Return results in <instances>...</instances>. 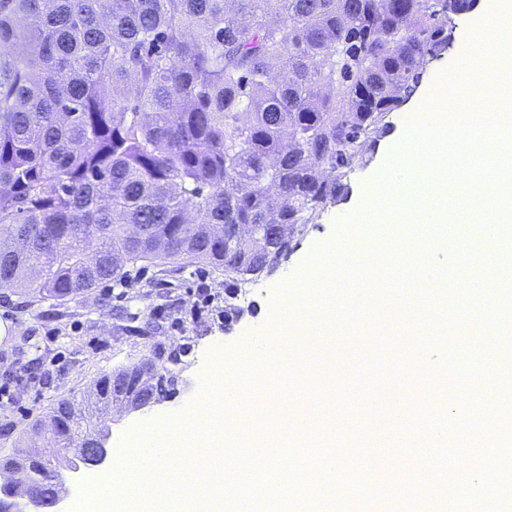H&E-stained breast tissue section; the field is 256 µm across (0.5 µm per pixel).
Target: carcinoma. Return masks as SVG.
Returning a JSON list of instances; mask_svg holds the SVG:
<instances>
[{
  "mask_svg": "<svg viewBox=\"0 0 512 512\" xmlns=\"http://www.w3.org/2000/svg\"><path fill=\"white\" fill-rule=\"evenodd\" d=\"M452 0H0V287L73 300L139 262L224 273V318L279 265L303 224L349 192L347 174L390 128L426 57L448 51ZM62 398L27 473L55 494L50 460L122 395Z\"/></svg>",
  "mask_w": 512,
  "mask_h": 512,
  "instance_id": "1",
  "label": "carcinoma"
}]
</instances>
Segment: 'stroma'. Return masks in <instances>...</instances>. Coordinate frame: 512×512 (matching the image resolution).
<instances>
[{
    "mask_svg": "<svg viewBox=\"0 0 512 512\" xmlns=\"http://www.w3.org/2000/svg\"><path fill=\"white\" fill-rule=\"evenodd\" d=\"M476 18L473 12L454 18L452 46L442 58L427 63L411 105L421 102L427 84L452 82L455 60L461 47L470 45ZM401 119V112L390 114V132L378 141L367 164L349 172L348 195L295 234L287 259L239 298L243 315L232 324L220 316L223 274L197 263L167 270L146 262L137 271V282L125 292L103 284L65 302L0 288V390L8 392L7 401L0 403V457L16 447L21 433L57 399H81L101 375L138 361L152 346L179 352L176 390L169 399L142 410L115 413L109 424L112 450L131 441L139 425L165 423L190 406L210 355L256 337L272 340L279 311L275 287L299 267L315 271L314 257L341 240L335 221L362 206L400 141ZM433 306L430 313L406 305L371 307L355 330L328 328L317 350L294 353L320 391L318 412L362 435L381 433L389 457L390 466L379 483L371 465L361 458L336 455L337 466L350 467L358 496L339 498L335 512H357L360 500L377 492L398 494L404 468L445 473L449 512H474L478 502L470 498L467 485L496 471L501 459L512 458V443L499 438L500 419L512 420V391L498 388L496 380L497 372L512 370V322L497 334L481 336L465 318L448 332L446 343L438 347V360L447 363L449 377L465 381L475 375L482 386L445 406L430 382H414L419 368L413 356L401 352L409 337L424 333L432 319L448 315L444 300H434ZM364 348L369 351L365 357L360 354ZM364 381L396 389L397 399L379 413L368 414L356 395ZM435 419L447 430V446H432L427 437Z\"/></svg>",
    "mask_w": 512,
    "mask_h": 512,
    "instance_id": "1",
    "label": "stroma"
}]
</instances>
